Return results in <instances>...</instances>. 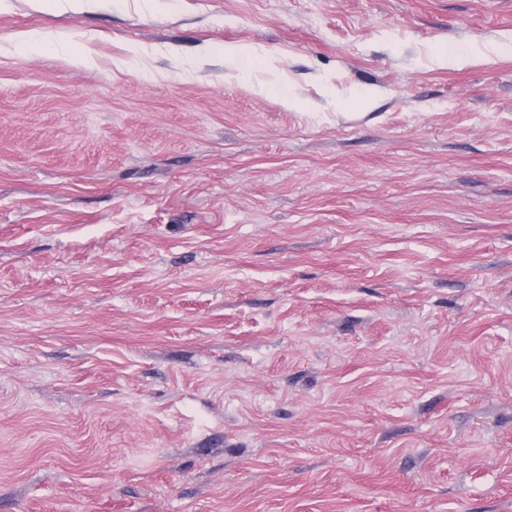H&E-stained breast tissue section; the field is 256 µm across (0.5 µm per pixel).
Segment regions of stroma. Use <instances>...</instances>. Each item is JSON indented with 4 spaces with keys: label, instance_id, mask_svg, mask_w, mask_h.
Segmentation results:
<instances>
[{
    "label": "stroma",
    "instance_id": "obj_1",
    "mask_svg": "<svg viewBox=\"0 0 512 512\" xmlns=\"http://www.w3.org/2000/svg\"><path fill=\"white\" fill-rule=\"evenodd\" d=\"M0 512H512V0H0Z\"/></svg>",
    "mask_w": 512,
    "mask_h": 512
}]
</instances>
